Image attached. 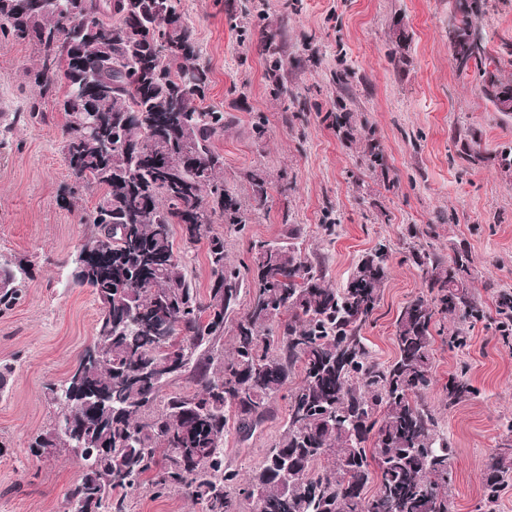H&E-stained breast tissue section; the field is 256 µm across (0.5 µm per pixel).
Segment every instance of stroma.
I'll return each mask as SVG.
<instances>
[{"instance_id": "1", "label": "stroma", "mask_w": 512, "mask_h": 512, "mask_svg": "<svg viewBox=\"0 0 512 512\" xmlns=\"http://www.w3.org/2000/svg\"><path fill=\"white\" fill-rule=\"evenodd\" d=\"M455 0H181L199 61L209 72L207 104L230 125L213 146L224 182L251 201V174L267 181L261 216L244 233L217 225L227 260L250 262L252 240L277 241L289 225L304 254L322 260L325 282L343 287L377 244L390 247L379 305L363 330L377 360L392 362L395 319L426 295L414 249L433 244L449 258L466 250L472 290L484 320L465 324L467 343L433 344L432 383L421 400L435 410L452 444L451 512H479L485 467L512 419V341L496 328L502 293L512 294V170L500 155L512 147V116L482 96L474 72H459L448 41ZM282 35L281 82L262 35ZM487 51L512 80V0H488L481 18ZM30 43L0 36V261H29L24 296L0 314V366L13 369L0 391V512H67L81 475L76 458L36 456L32 435L56 407L50 385L63 383L91 343L98 304L72 283L73 260L90 225L65 207L71 177L60 150L65 114L41 97L26 73ZM345 74L346 86L336 82ZM38 118H31L32 110ZM478 141L485 162L459 156L460 140ZM382 160L369 167L368 150ZM332 224L336 233L325 236ZM465 373L476 392L449 404V376ZM285 400L248 441L224 434L226 462L243 473L259 467L286 422ZM127 512H201L184 494L141 488Z\"/></svg>"}]
</instances>
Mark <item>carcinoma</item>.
<instances>
[{
	"instance_id": "obj_1",
	"label": "carcinoma",
	"mask_w": 512,
	"mask_h": 512,
	"mask_svg": "<svg viewBox=\"0 0 512 512\" xmlns=\"http://www.w3.org/2000/svg\"><path fill=\"white\" fill-rule=\"evenodd\" d=\"M33 0H0V32L35 46L30 80L65 113L61 152L74 180L61 197L102 191L81 217L92 226L75 259L73 283L99 302L93 344L103 356L80 358L73 373L49 387L53 421L30 441L55 456L68 451L59 430L69 421L90 448H104L95 475L81 474L67 499H95L99 512H126L127 493L151 476L155 494L181 491L202 512H450L453 448L435 412L420 402L432 382L434 302L462 320L482 317L471 291L470 260L452 265L426 249L414 252L431 298L407 303L395 321L396 359L368 350L363 325L380 302L388 253L363 259L347 285L325 284L320 264L288 242L254 241L251 265L226 263L215 217L242 229L263 206L267 181L251 175L254 208L224 184V157L212 149L224 133V111L205 104L208 70L184 22L180 0H61L36 12ZM484 0H457L448 36L459 72L477 70L482 95L512 114V81L486 52L478 18ZM288 17L265 34L279 65ZM92 89L90 106L76 89ZM183 240L207 243L210 287L191 286L173 225ZM23 265L0 262V312L22 298ZM253 299L224 337L244 276ZM303 378L292 385L296 366ZM191 373L196 389L163 394ZM448 402L475 393L464 378L448 382ZM91 394L105 406L87 405ZM287 399V421L258 469L244 478L224 461V432L250 439ZM376 494L366 497L372 482ZM512 481V444L492 457L485 512H494Z\"/></svg>"
}]
</instances>
